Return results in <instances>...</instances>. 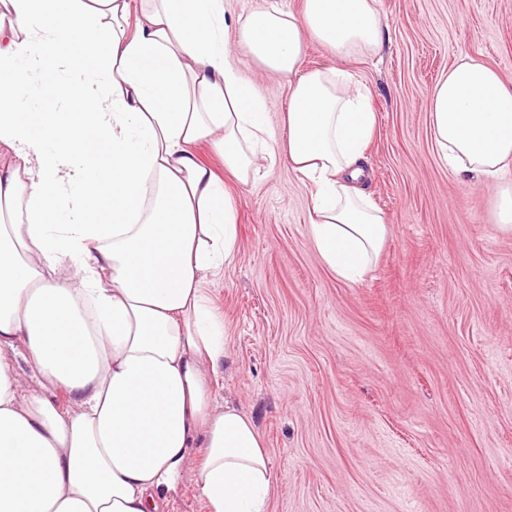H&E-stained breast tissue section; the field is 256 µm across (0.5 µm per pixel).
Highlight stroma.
Segmentation results:
<instances>
[{"mask_svg": "<svg viewBox=\"0 0 512 512\" xmlns=\"http://www.w3.org/2000/svg\"><path fill=\"white\" fill-rule=\"evenodd\" d=\"M379 54L348 68L377 115L366 191L389 232L365 278L320 261L311 184L280 161L225 177L238 258L208 286L224 318L218 398L250 416L268 512H512V231L496 187L436 155L432 86L466 53L512 81V0H379ZM241 74L286 149L287 79ZM196 471L163 512H209Z\"/></svg>", "mask_w": 512, "mask_h": 512, "instance_id": "1", "label": "stroma"}]
</instances>
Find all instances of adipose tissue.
I'll use <instances>...</instances> for the list:
<instances>
[{
	"label": "adipose tissue",
	"mask_w": 512,
	"mask_h": 512,
	"mask_svg": "<svg viewBox=\"0 0 512 512\" xmlns=\"http://www.w3.org/2000/svg\"><path fill=\"white\" fill-rule=\"evenodd\" d=\"M382 27L379 0H304L233 26L224 0H0V512H159L191 463L209 512H267L264 441L215 398L224 319L207 282L236 259L239 226L195 148L243 183L286 157L314 186L315 250L359 282L388 226L364 189L376 116L345 64L377 54ZM312 40L330 58L308 70ZM234 44L288 79L286 153ZM35 72L81 109L48 111ZM430 116L440 162L501 180L497 222L512 226V83L461 56Z\"/></svg>",
	"instance_id": "obj_1"
}]
</instances>
